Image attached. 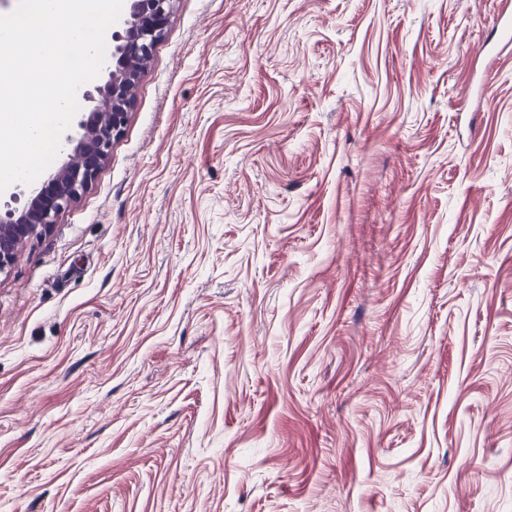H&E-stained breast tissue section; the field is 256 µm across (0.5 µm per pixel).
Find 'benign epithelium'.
I'll return each mask as SVG.
<instances>
[{
  "label": "benign epithelium",
  "mask_w": 512,
  "mask_h": 512,
  "mask_svg": "<svg viewBox=\"0 0 512 512\" xmlns=\"http://www.w3.org/2000/svg\"><path fill=\"white\" fill-rule=\"evenodd\" d=\"M172 2L129 0L122 28L111 35L106 81L83 91L84 99L93 104L90 118L79 121V136L62 139L66 161L40 185L28 191L17 185L9 200L0 202V274L14 265L23 242L48 232L58 215L92 184L125 122L131 86L139 76L136 62L152 54ZM24 195L27 200L22 204Z\"/></svg>",
  "instance_id": "1"
}]
</instances>
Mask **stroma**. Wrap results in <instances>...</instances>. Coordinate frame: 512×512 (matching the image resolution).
<instances>
[{
    "mask_svg": "<svg viewBox=\"0 0 512 512\" xmlns=\"http://www.w3.org/2000/svg\"><path fill=\"white\" fill-rule=\"evenodd\" d=\"M499 0H173L0 275V512H512Z\"/></svg>",
    "mask_w": 512,
    "mask_h": 512,
    "instance_id": "obj_1",
    "label": "stroma"
}]
</instances>
